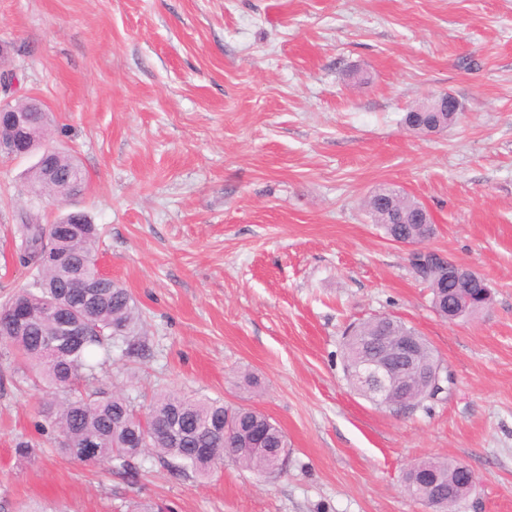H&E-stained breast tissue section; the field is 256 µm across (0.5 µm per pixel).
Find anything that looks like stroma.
<instances>
[{
	"instance_id": "35a3bbf8",
	"label": "stroma",
	"mask_w": 512,
	"mask_h": 512,
	"mask_svg": "<svg viewBox=\"0 0 512 512\" xmlns=\"http://www.w3.org/2000/svg\"><path fill=\"white\" fill-rule=\"evenodd\" d=\"M1 43L86 176L69 207L100 226L99 267L146 324L144 354L114 347L102 391L255 409L288 461L203 479L148 456L135 483L76 463L5 356L0 512H425L404 474L448 459L477 477L457 512H512V0H0ZM442 93L460 120L407 129ZM32 164L0 155V304L32 281L14 238ZM382 184L432 214L424 248L486 279L480 312L439 317L410 247L363 208ZM378 316L436 351L438 399L398 412L351 388L343 333Z\"/></svg>"
}]
</instances>
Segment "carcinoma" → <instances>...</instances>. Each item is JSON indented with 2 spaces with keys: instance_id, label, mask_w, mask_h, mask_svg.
<instances>
[{
  "instance_id": "cac0c4a2",
  "label": "carcinoma",
  "mask_w": 512,
  "mask_h": 512,
  "mask_svg": "<svg viewBox=\"0 0 512 512\" xmlns=\"http://www.w3.org/2000/svg\"><path fill=\"white\" fill-rule=\"evenodd\" d=\"M85 175L75 158L59 149L35 163L26 178L30 204L15 229L20 263L35 270L31 288L17 292L0 309V341L9 346L19 382L32 381L51 395L40 425L43 432L62 436L58 451L75 458L74 449L94 437L96 461L136 482L143 456L152 452L177 475L193 473L205 478L228 457L258 476L274 472L278 452L288 447L286 435L264 414L245 407H229L221 400L161 392L145 413L129 398H105L93 389L98 369L112 360V347L125 345V355L142 354L144 344L138 305L122 284L100 275L94 250L99 228L84 211L60 214L51 224L41 220L40 204L62 203L80 195ZM373 223L390 237L399 231L414 242L434 234L424 222V207L391 186H382L365 200ZM428 275L433 305L448 308L452 294L443 285L433 255L416 262ZM82 326L78 340L66 335L71 322ZM375 317L349 328L343 337L344 368L348 369L372 350L368 337L377 332ZM178 422L179 443L171 441L162 426ZM264 431L262 449L252 448L258 431ZM474 479L454 460L428 462L425 471H409L404 487L413 494L418 484L431 485L442 499V512H453Z\"/></svg>"
}]
</instances>
